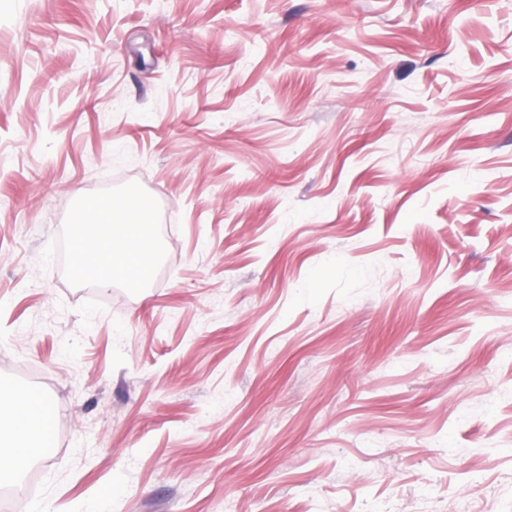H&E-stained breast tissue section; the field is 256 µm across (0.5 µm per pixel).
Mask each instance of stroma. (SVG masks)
<instances>
[{
    "label": "stroma",
    "mask_w": 512,
    "mask_h": 512,
    "mask_svg": "<svg viewBox=\"0 0 512 512\" xmlns=\"http://www.w3.org/2000/svg\"><path fill=\"white\" fill-rule=\"evenodd\" d=\"M106 185L161 280L52 263ZM1 254L14 512H512V0H0ZM57 411L30 390L0 396V481L21 473L47 448Z\"/></svg>",
    "instance_id": "obj_1"
}]
</instances>
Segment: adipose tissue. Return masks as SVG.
<instances>
[{
	"label": "adipose tissue",
	"mask_w": 512,
	"mask_h": 512,
	"mask_svg": "<svg viewBox=\"0 0 512 512\" xmlns=\"http://www.w3.org/2000/svg\"><path fill=\"white\" fill-rule=\"evenodd\" d=\"M145 203L86 195L77 206L69 272L73 280L139 288L155 263ZM57 411L36 392L0 396V481L21 473L47 448Z\"/></svg>",
	"instance_id": "1"
}]
</instances>
